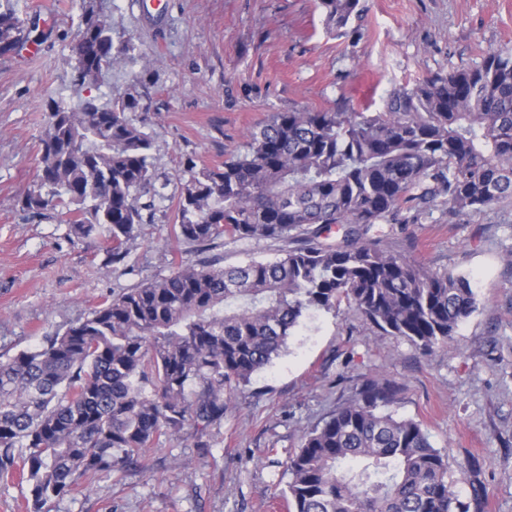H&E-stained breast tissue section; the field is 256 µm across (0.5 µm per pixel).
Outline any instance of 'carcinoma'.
Masks as SVG:
<instances>
[{"instance_id": "cac0c4a2", "label": "carcinoma", "mask_w": 512, "mask_h": 512, "mask_svg": "<svg viewBox=\"0 0 512 512\" xmlns=\"http://www.w3.org/2000/svg\"><path fill=\"white\" fill-rule=\"evenodd\" d=\"M327 27L361 17L360 0H319ZM25 38L13 0L0 3V54ZM72 86L96 84L134 50L84 10L68 44ZM133 84L103 104L50 98L37 181L24 209L59 212L71 232L107 243L112 262L143 223L152 140L129 113ZM174 238L283 240L273 260L180 264L106 299L64 333L0 361V474L19 472L31 512L80 479L123 470L163 436L224 418L254 373L287 345L304 313L346 303L424 351L447 343L476 310L471 279L380 247L377 224H414L436 199L481 211L512 197V49L394 92L382 112H274L224 165L189 162ZM334 244L320 241L332 226ZM398 385L363 380L357 396L305 431L288 455V512H469L448 461L421 424L384 408Z\"/></svg>"}]
</instances>
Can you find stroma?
<instances>
[{"mask_svg":"<svg viewBox=\"0 0 512 512\" xmlns=\"http://www.w3.org/2000/svg\"><path fill=\"white\" fill-rule=\"evenodd\" d=\"M361 22L328 29L318 0H91L114 39L135 49L102 78L103 92L145 86L135 113L153 140V189L129 254L80 239L55 211L28 214L47 101L74 97L65 35L82 0H18L41 35L37 52L0 54V357L33 348L103 300L168 276L181 263L271 260L280 240L206 244L171 233L187 161L222 165L271 113L378 112L395 91L470 68L512 48V0H362ZM383 248L437 272L464 274L477 309L426 352L347 305L307 312L281 355L211 425L161 439L136 465L82 481L51 512H287L276 494L302 433L383 376L401 391L389 410L420 422L445 456L470 512H512V200L452 216L435 204L414 224L381 225Z\"/></svg>","mask_w":512,"mask_h":512,"instance_id":"stroma-1","label":"stroma"}]
</instances>
